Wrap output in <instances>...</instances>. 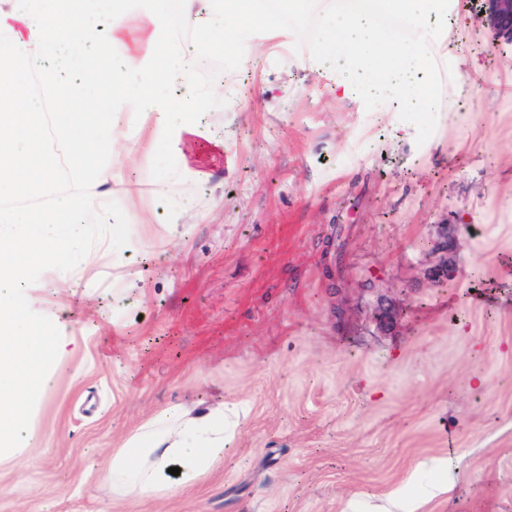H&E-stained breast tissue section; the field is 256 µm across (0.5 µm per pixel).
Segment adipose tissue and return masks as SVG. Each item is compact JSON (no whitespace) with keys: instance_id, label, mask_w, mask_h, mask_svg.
<instances>
[{"instance_id":"1","label":"adipose tissue","mask_w":512,"mask_h":512,"mask_svg":"<svg viewBox=\"0 0 512 512\" xmlns=\"http://www.w3.org/2000/svg\"><path fill=\"white\" fill-rule=\"evenodd\" d=\"M186 25L210 45L236 51L243 61L261 41L287 36L274 14L257 20L252 0H182ZM414 37L400 43L366 9H326L311 52L314 65L332 54L344 65L335 89L345 98L399 96L403 111L434 108L437 66L426 19H447L444 0H380ZM170 0H9L0 7V53L13 63L0 73V464L35 452L36 433L25 407L46 395L52 361L75 357L81 341L67 327L47 330L38 313L56 304L76 247L86 266L108 258L124 289L144 279L128 259L140 248L126 207L93 211L94 192L111 187L125 165L122 136L145 125L149 149H162L169 169L159 187L175 181L209 188L224 198V181L202 168L205 147L224 138L204 120V107L232 91L201 82L170 22ZM37 73L41 95L23 93L21 73ZM52 98V117L42 112ZM69 160V185L58 191L56 151ZM55 197L48 208L17 207L20 196ZM239 409L224 403L179 404L148 417L116 448L103 483L117 498L151 499L188 489L224 458ZM179 475H171V468Z\"/></svg>"}]
</instances>
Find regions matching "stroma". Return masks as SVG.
<instances>
[{
  "label": "stroma",
  "mask_w": 512,
  "mask_h": 512,
  "mask_svg": "<svg viewBox=\"0 0 512 512\" xmlns=\"http://www.w3.org/2000/svg\"><path fill=\"white\" fill-rule=\"evenodd\" d=\"M309 3L284 20L292 48L246 68L225 53L240 105L214 98L225 143L201 156L224 201L174 183L208 213L186 236L157 191L167 155L128 130L136 191L94 204L142 218L148 288L100 319V264L65 296L83 362L52 366L38 452L0 466V512H512V44L479 0H448L436 109L415 120L338 99L335 68L307 66ZM220 400L245 415L198 485L138 503L102 488L146 418Z\"/></svg>",
  "instance_id": "1"
}]
</instances>
